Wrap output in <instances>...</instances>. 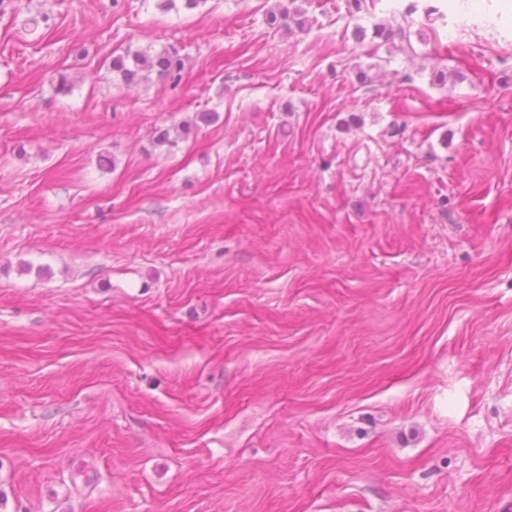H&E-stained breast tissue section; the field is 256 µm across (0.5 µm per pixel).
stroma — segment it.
<instances>
[{
  "label": "stroma",
  "mask_w": 512,
  "mask_h": 512,
  "mask_svg": "<svg viewBox=\"0 0 512 512\" xmlns=\"http://www.w3.org/2000/svg\"><path fill=\"white\" fill-rule=\"evenodd\" d=\"M298 2L0 0V512H512V0ZM293 5L273 11L267 18L269 26L277 29L291 31L293 27L301 30L305 27V10L301 6L294 5L296 0H289ZM373 38L383 41L398 39L405 53H414L415 51L410 38V30L402 24L397 25L396 28L376 25L373 30ZM182 70V60L168 50H161L154 54L127 51L125 55L112 58V73L126 85L146 82L154 73L177 84L181 80Z\"/></svg>",
  "instance_id": "stroma-1"
}]
</instances>
